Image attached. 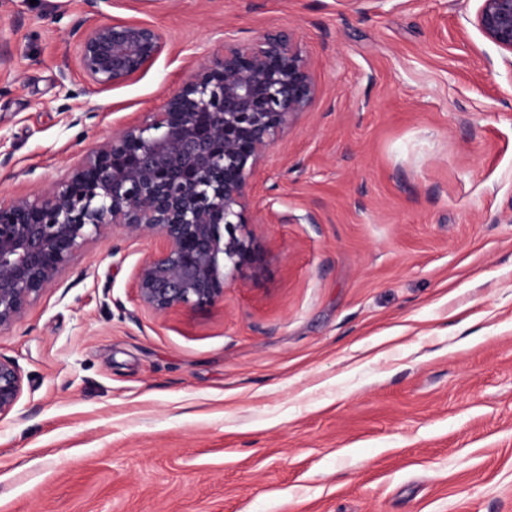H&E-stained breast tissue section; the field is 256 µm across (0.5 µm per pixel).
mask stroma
Masks as SVG:
<instances>
[{
	"label": "stroma",
	"mask_w": 512,
	"mask_h": 512,
	"mask_svg": "<svg viewBox=\"0 0 512 512\" xmlns=\"http://www.w3.org/2000/svg\"><path fill=\"white\" fill-rule=\"evenodd\" d=\"M480 0H0V200L65 178L191 67L281 29L316 97L248 187L260 262L164 316L89 241L0 330V512H512V66ZM166 52L93 90L76 23ZM89 103L71 125L64 104ZM23 378L18 365L0 356V417L10 413L19 401Z\"/></svg>",
	"instance_id": "35a3bbf8"
}]
</instances>
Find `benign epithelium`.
<instances>
[{"instance_id":"7a95c632","label":"benign epithelium","mask_w":512,"mask_h":512,"mask_svg":"<svg viewBox=\"0 0 512 512\" xmlns=\"http://www.w3.org/2000/svg\"><path fill=\"white\" fill-rule=\"evenodd\" d=\"M475 24L512 54V0H481ZM78 67L108 89L163 54L153 25L112 21L82 27ZM306 58L285 31L246 45L224 43L144 120L99 143L46 191L0 201V329L55 281L89 240L112 230L155 248L134 275L142 306L156 315L212 307L224 298L225 266L259 260L247 230L246 189L263 154L313 102ZM18 365L0 357V417L19 401Z\"/></svg>"}]
</instances>
